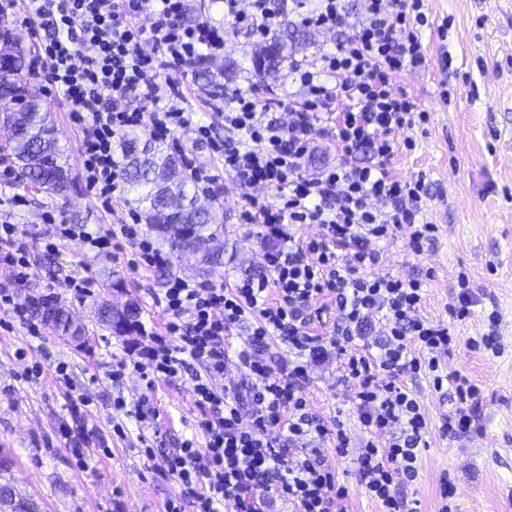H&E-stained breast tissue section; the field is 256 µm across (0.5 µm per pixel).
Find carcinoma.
<instances>
[{
    "mask_svg": "<svg viewBox=\"0 0 512 512\" xmlns=\"http://www.w3.org/2000/svg\"><path fill=\"white\" fill-rule=\"evenodd\" d=\"M308 26L288 24L270 40L259 45L253 64L260 74L282 70L292 48L306 39ZM0 54L12 58L8 69L0 70V98L7 97L20 107L4 113L0 130L10 156L27 182L48 193H60L74 183L68 156L54 137L50 112L25 71V52L8 32H0ZM119 159V177L135 193L134 202L145 223L169 252L191 250L201 254L200 262L209 267L223 264L220 252L210 247L219 233L218 215L213 207L198 204L176 158L155 139L122 132L114 143ZM32 315L56 330L72 336L81 334L66 310L56 301L42 298L32 304ZM98 324L118 335L139 327V310L134 304L122 309L100 305ZM0 512H33L30 504L16 496L7 484H0Z\"/></svg>",
    "mask_w": 512,
    "mask_h": 512,
    "instance_id": "1",
    "label": "carcinoma"
}]
</instances>
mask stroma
<instances>
[{"label":"stroma","mask_w":512,"mask_h":512,"mask_svg":"<svg viewBox=\"0 0 512 512\" xmlns=\"http://www.w3.org/2000/svg\"><path fill=\"white\" fill-rule=\"evenodd\" d=\"M425 5L435 22L422 34L426 63L398 74L393 87L428 112L430 122L409 134L415 145L397 154L391 173L401 181L427 174L426 217L438 231L418 256L408 252L405 235L386 242L378 270L403 277L428 275L419 314L441 322L449 319L459 273L468 274L475 304L471 317L455 325L458 344L445 366L475 384L481 398L472 409L470 432L449 436L440 423L455 409V401L447 391L436 390L430 377L413 379L430 432L419 456L418 477L400 487L399 495L408 512H439V478L447 472L455 479L457 512H512V0H425ZM262 42L248 30L229 28L224 56L214 62L226 71L221 84L241 89L258 84L266 100L295 96L299 84L291 71L255 74L252 57ZM34 87L43 93L76 181L64 194H49L13 170L11 190L28 200L19 223L31 244V276L15 289L22 299L56 293L83 331L74 337L46 324L36 339L24 324L0 311V484L11 485L36 512H164L172 498L180 499L182 512H195L192 497L183 493L178 480L143 454L148 446L165 454L192 437L200 411L189 374L157 381L151 389L135 373L113 387L108 374L117 362L130 360L133 348L162 332L161 288L168 275L196 276L198 259L172 256L162 271L135 268L128 263L133 246L124 240L113 259L85 251L77 240L59 242L52 254L44 250L43 212L66 223L76 215L89 228L107 231L126 218L134 203L123 185L112 210L101 209L80 177L81 134L69 120L65 101L43 92L42 81ZM409 135L399 131L395 137L401 142ZM213 194L224 226L218 245L262 266L258 228L241 220L242 189L222 175ZM109 270L122 279V288L100 287L86 299L67 289L68 277L90 274L99 279ZM101 302L119 309L135 303L141 332L114 336L102 329L95 316ZM492 312L498 316L501 344L496 354L472 346L486 332ZM61 360L69 364L65 381L54 372ZM33 363L41 365L42 375L20 380L24 365ZM120 394L131 405L138 397L147 398L144 411L155 418L154 430L142 431L133 415L113 406ZM305 394L314 415L341 420L352 442L363 438L353 389L337 383L334 362L314 366ZM116 422L123 425V435L113 433ZM67 426L95 431L81 454L65 444L60 431ZM323 453L348 488L346 512H381L358 483L353 460L337 457L328 443Z\"/></svg>","instance_id":"stroma-1"}]
</instances>
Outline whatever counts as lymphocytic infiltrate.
I'll use <instances>...</instances> for the list:
<instances>
[{
	"label": "lymphocytic infiltrate",
	"mask_w": 512,
	"mask_h": 512,
	"mask_svg": "<svg viewBox=\"0 0 512 512\" xmlns=\"http://www.w3.org/2000/svg\"><path fill=\"white\" fill-rule=\"evenodd\" d=\"M29 3L26 23L40 37L30 68L63 97L81 130L83 176L103 208H111L117 190V134L146 127L152 137L165 139L188 130L222 160L225 175L248 188L242 218L274 244L263 254L266 277L218 285L170 276L159 300L163 334L152 337L132 362L113 368L116 387L131 370L151 387L200 368L191 382L200 410L196 427L204 439H185L162 457V468L193 496L196 512H220L227 501L236 512H269L278 498L294 512H344L348 490L326 465L322 449L299 445L307 437L329 438L337 456L354 455L359 481L382 512H402L398 489L416 480L429 432L408 379L425 371L435 388L452 384L461 406L441 425L451 435L470 429L472 417L463 404L480 396L477 386L444 370L456 336L448 324L418 316L424 280L376 271L381 243L405 229L407 247L417 254L437 230L423 218L426 176L401 182L389 170L400 150L395 132L429 119L392 86L396 73L425 60L420 34L430 20L424 0H363L362 17L354 23L344 0H316L305 23L327 31L344 28L348 35L311 64L292 61L305 94L284 103L288 122L270 115L251 87L229 101L213 96L215 119L207 124L188 110L179 74L197 57L223 56L224 27L209 20L184 24L187 0ZM224 15L261 35L281 17L271 0H251L247 11L239 0H224ZM144 16L150 25H140ZM338 102L346 103L345 111H334ZM318 138L334 149L338 163L309 173L305 161ZM23 202L16 194L0 209V267L19 280L31 267L28 246L11 220ZM45 221L47 249L76 238L108 258L118 234L138 247L146 267L166 263L135 225L120 224L112 233L59 224L50 214ZM306 224L317 225L318 233L299 236ZM323 297L334 301L339 316L337 336L329 342L306 316ZM249 317L254 326L248 347L230 357L224 338ZM272 338L287 341L292 352L277 370L262 355ZM331 350L339 362L338 382L355 388L365 433L355 449L343 424H325L305 397L310 362ZM233 359L251 380L247 411L213 382Z\"/></svg>",
	"instance_id": "1"
}]
</instances>
